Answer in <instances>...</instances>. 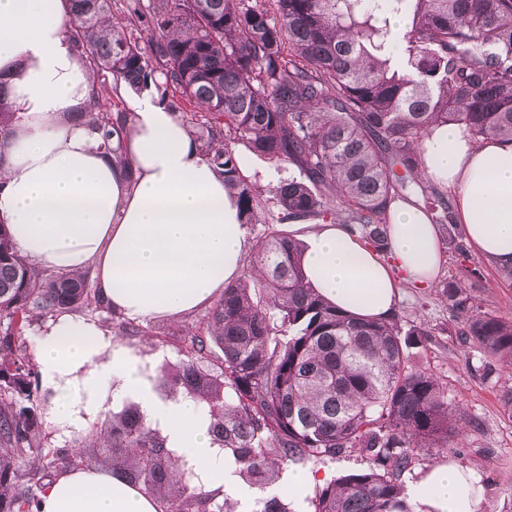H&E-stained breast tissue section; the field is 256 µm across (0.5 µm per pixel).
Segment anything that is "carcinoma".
Listing matches in <instances>:
<instances>
[{"label": "carcinoma", "mask_w": 512, "mask_h": 512, "mask_svg": "<svg viewBox=\"0 0 512 512\" xmlns=\"http://www.w3.org/2000/svg\"><path fill=\"white\" fill-rule=\"evenodd\" d=\"M85 63L138 90L172 87L205 121L194 138L224 174L245 224L264 222L256 184L235 145L290 165L273 190L275 221L345 224L388 254L389 215L418 191L421 208L463 237L448 191L425 172L424 140L440 125L471 140L512 141V0H69ZM407 20L403 28L397 20ZM80 118L103 131L123 119L91 96ZM19 120L0 77V141ZM112 151V150H110ZM113 163L133 175L112 151ZM461 343L512 364V322L478 311L456 281H439ZM100 308L90 272L35 269L0 224V512H33L37 491L85 458L41 448L46 402L31 357L16 345L32 318ZM430 333L398 314L369 320L336 309L306 281L300 242L286 229L256 239L239 279L207 316V335L162 365L165 397L204 401L213 443L244 484L263 492L287 467H316L357 449L366 470L327 480L307 512H413L402 477L416 452L459 436L439 379L418 365ZM215 358L214 376L199 360ZM107 447L163 512H199L212 500L180 469L138 404L107 419ZM252 512H301L259 496Z\"/></svg>", "instance_id": "1"}]
</instances>
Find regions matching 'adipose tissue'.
Listing matches in <instances>:
<instances>
[{
  "instance_id": "ef3b65f1",
  "label": "adipose tissue",
  "mask_w": 512,
  "mask_h": 512,
  "mask_svg": "<svg viewBox=\"0 0 512 512\" xmlns=\"http://www.w3.org/2000/svg\"><path fill=\"white\" fill-rule=\"evenodd\" d=\"M0 76L20 114L0 166V221L19 255L39 268L89 270L99 301L130 321L174 319L218 299L242 271L246 229L223 176L178 114L148 93L115 85L130 117L102 148L101 131L75 119L87 108L94 76L73 40L65 0H0ZM115 148L132 173L113 164ZM423 149L428 173L452 188L476 254L512 264V142L477 144L446 125ZM389 242L382 256L346 225H316L302 239L305 278L341 311L390 317L399 280L435 284L441 240L426 213L406 204L392 210ZM33 349L54 426L81 432L100 414L136 402L205 491L249 506L254 493L213 443L205 410L161 397L137 348L96 319L63 313L38 331ZM480 478L440 463L407 492L419 512H474ZM38 499L37 512H161L120 472L92 467L54 477Z\"/></svg>"
}]
</instances>
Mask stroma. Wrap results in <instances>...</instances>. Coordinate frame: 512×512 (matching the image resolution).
Returning <instances> with one entry per match:
<instances>
[{
    "mask_svg": "<svg viewBox=\"0 0 512 512\" xmlns=\"http://www.w3.org/2000/svg\"><path fill=\"white\" fill-rule=\"evenodd\" d=\"M478 263L481 277L471 290L482 312L502 321H512V281L499 269L477 255L464 258L453 247L443 249L440 279L465 280L468 263ZM397 311L405 325L428 330L432 339L418 362L430 369L446 388L448 402L461 424L458 438L460 455L441 448L421 450L414 472L431 464L454 460L462 467H475L482 473L476 490V512H512V417L504 413L501 392L512 387V367L479 346L460 343L456 324L438 288L401 285ZM208 312L200 310L176 319L143 322L140 335L128 337V344L142 347L149 365L177 363L185 357L188 331H204ZM491 373H484V366Z\"/></svg>",
    "mask_w": 512,
    "mask_h": 512,
    "instance_id": "35a3bbf8",
    "label": "stroma"
}]
</instances>
